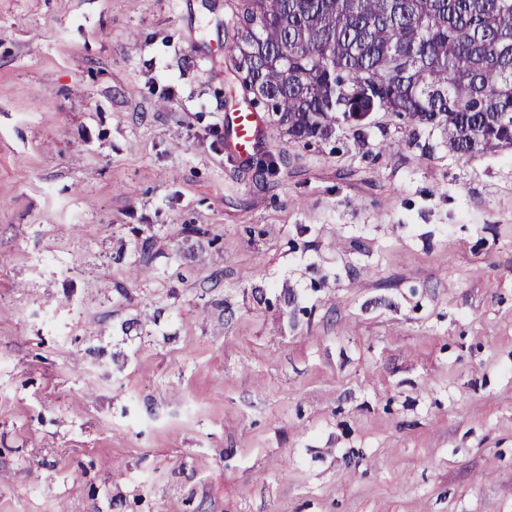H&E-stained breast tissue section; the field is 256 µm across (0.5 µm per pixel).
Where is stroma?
I'll use <instances>...</instances> for the list:
<instances>
[{
	"label": "stroma",
	"mask_w": 512,
	"mask_h": 512,
	"mask_svg": "<svg viewBox=\"0 0 512 512\" xmlns=\"http://www.w3.org/2000/svg\"><path fill=\"white\" fill-rule=\"evenodd\" d=\"M234 9L0 0V512H512V148L240 159Z\"/></svg>",
	"instance_id": "stroma-1"
}]
</instances>
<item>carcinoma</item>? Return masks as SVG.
I'll return each mask as SVG.
<instances>
[{"label": "carcinoma", "instance_id": "cac0c4a2", "mask_svg": "<svg viewBox=\"0 0 512 512\" xmlns=\"http://www.w3.org/2000/svg\"><path fill=\"white\" fill-rule=\"evenodd\" d=\"M244 90L295 141L384 112L448 151L512 146V0H238Z\"/></svg>", "mask_w": 512, "mask_h": 512}]
</instances>
